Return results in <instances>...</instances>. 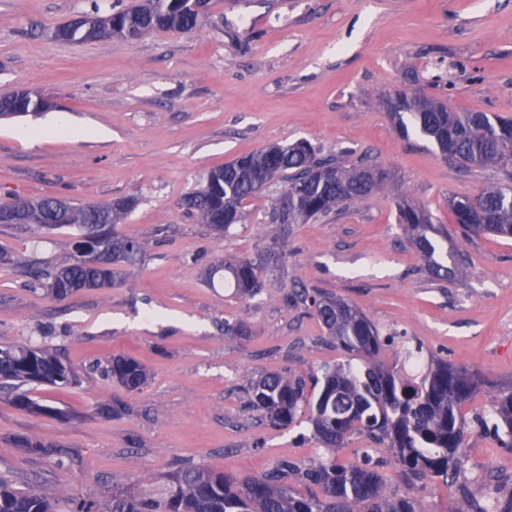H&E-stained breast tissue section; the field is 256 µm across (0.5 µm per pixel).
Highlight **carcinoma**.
Segmentation results:
<instances>
[{"label": "carcinoma", "instance_id": "1", "mask_svg": "<svg viewBox=\"0 0 512 512\" xmlns=\"http://www.w3.org/2000/svg\"><path fill=\"white\" fill-rule=\"evenodd\" d=\"M209 6V0H133L122 9L103 12L92 0L80 23L62 25L54 34L59 41L87 42L125 30L138 39L156 30L191 32L208 16ZM44 100L17 90L0 99V113L35 114L46 109ZM389 112L401 135L407 137L412 130L432 140L442 157L462 170L512 166L511 119L456 112L440 97L417 93L397 95ZM277 178L284 182V190L272 204L270 223L288 232L296 224L326 217L382 191L386 174L364 160L352 163L342 155L322 156L310 142L298 140L269 145L210 170L181 205L220 238L242 221L244 202ZM447 204L465 235L512 238L511 184L488 186L473 197L450 195ZM135 205V198L126 197L63 208L61 199L44 197L1 202L0 211L22 214L41 231L75 227L78 239L97 238L91 251L76 247L70 262L33 272L47 294L63 298L110 288L121 279L123 268L141 260L142 242L117 230ZM397 208L400 227L427 272L437 279L451 275L452 269L440 261L448 231L412 199L400 196ZM281 264L282 255L272 246L252 257L210 266L205 283L226 281L237 296L251 299L263 291L266 273ZM290 300L313 308L345 360L325 364L309 377L266 372L251 381L250 405L278 429L304 417L324 455L309 462L283 458L255 477L183 467L169 475L161 496L114 488L103 510L95 501L0 482V512H423L415 498L386 488L377 469L344 464L336 451L357 434L393 454L405 484L446 482L462 464V408L488 381L439 360L410 375L381 359L379 330L355 305L338 296L311 295L296 284ZM106 373L130 392L143 390L149 380L146 365L130 355L112 357ZM76 383L74 371L45 347L0 346V388L14 392V405L21 410L46 411L30 395L32 385L64 388ZM487 421L512 443L511 385L492 395Z\"/></svg>", "mask_w": 512, "mask_h": 512}]
</instances>
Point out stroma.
Segmentation results:
<instances>
[{"instance_id":"obj_1","label":"stroma","mask_w":512,"mask_h":512,"mask_svg":"<svg viewBox=\"0 0 512 512\" xmlns=\"http://www.w3.org/2000/svg\"><path fill=\"white\" fill-rule=\"evenodd\" d=\"M87 6L0 0V96L26 88L52 103L0 119V201L136 197L118 230L140 240L144 256L121 284L56 299L31 287L30 269L67 263L75 230L0 224V248L15 259L0 266V345L49 347L78 378L36 387L43 413L18 409L0 390V478L101 501L116 487L160 495L181 467L257 475L285 457L316 458L308 423L275 429L248 406L261 373L306 375L343 358L312 308L289 302L291 282L359 307L387 363L404 361V336L424 358L512 382V239L463 238L447 206L449 195L512 182V167L461 170L418 134L401 138L385 105L418 91L459 112L512 119V0H211L192 33L52 39ZM300 139L325 155H369L395 192L288 234L268 218L278 182L220 239L183 210L212 168ZM400 193L447 227L454 277L426 271L398 224ZM271 245L283 266L261 295L245 302L204 283L208 266ZM240 321L246 335H225ZM119 353L148 367L143 390L103 375ZM115 400L123 414L100 412ZM20 436L46 453L19 448ZM465 439L459 480L489 499L486 482L512 479V447L473 424Z\"/></svg>"}]
</instances>
